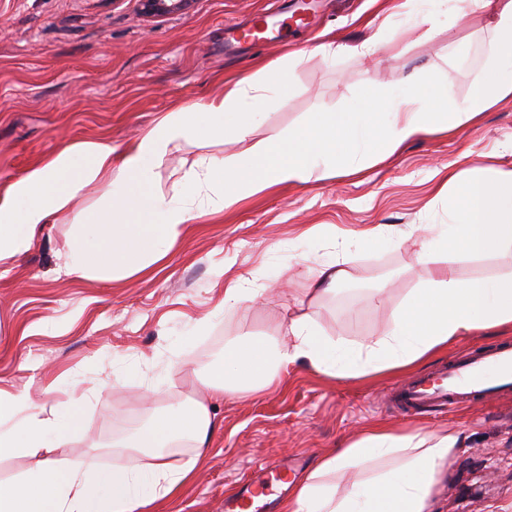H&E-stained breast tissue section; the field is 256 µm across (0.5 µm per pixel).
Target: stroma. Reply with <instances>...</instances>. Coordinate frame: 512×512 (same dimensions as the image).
Wrapping results in <instances>:
<instances>
[{"label":"stroma","instance_id":"obj_1","mask_svg":"<svg viewBox=\"0 0 512 512\" xmlns=\"http://www.w3.org/2000/svg\"><path fill=\"white\" fill-rule=\"evenodd\" d=\"M312 3L304 11L300 0H193L185 12L149 17L139 0H0V190L65 146L107 138L124 147L158 117L273 68L289 67L287 96L263 106L249 140L184 146L159 168L157 191L180 190L197 157L242 154L322 106L356 110L366 92L410 91L424 71L459 102L485 75L492 7L463 16L439 0L440 24L427 35L404 0ZM329 40L347 52L323 58L318 47ZM366 41L378 46L373 56L351 54ZM487 166L512 171V99L359 174L276 186L190 221L165 261L127 281L60 275L73 226L46 225L0 275V390L37 408L82 404V428L62 456L138 463L108 441L145 418L141 396L156 378L166 379L160 407L191 395L241 331L277 334L297 301L311 300L317 263L335 260L348 273L336 294L313 300L322 330L352 345L377 339L426 277L414 260L422 241L414 225L447 223L449 174ZM373 227L378 243L363 244L360 233ZM241 275L263 296L222 312L227 283ZM405 379H333L299 361L259 395L225 396L212 406L210 453L184 494L145 512H222L225 494L256 468L299 458L304 479L322 453L371 427L460 431L463 447L440 473L430 512H500L512 502V394L408 417L389 404Z\"/></svg>","mask_w":512,"mask_h":512}]
</instances>
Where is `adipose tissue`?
<instances>
[{
    "label": "adipose tissue",
    "instance_id": "ef3b65f1",
    "mask_svg": "<svg viewBox=\"0 0 512 512\" xmlns=\"http://www.w3.org/2000/svg\"><path fill=\"white\" fill-rule=\"evenodd\" d=\"M283 87L277 69L244 77L224 96L165 114L123 148L103 139L65 148L0 194V269L10 270L44 225L68 216L74 230L64 275L109 282L139 276L169 255L187 222L276 185L308 182L317 160L329 163L324 177L353 174L405 142L475 120L512 98V0H499L487 75L462 102L449 103L428 74L411 93L391 96L386 113L321 108L304 126L257 143L243 157L197 158L177 194L152 192L155 170L168 154L185 143L248 139L252 107L280 97ZM115 183L120 189L105 207L82 208L91 186ZM449 183L462 191L452 220L432 226L430 241L416 254L428 276L395 309L380 338L357 346L336 341L305 312L289 320L281 340L243 332L210 364L206 398L150 409L144 422L113 437V447L138 449L145 463L111 471L90 457L77 463L55 458L79 429L80 410L70 405L34 411L25 396L0 391V458L22 454L35 460L0 482V512H140L177 497L188 485L197 459L211 446L212 399L260 393L300 360L332 378H356L408 368L472 331L512 330V273L463 279L448 264L452 254L512 256V172L466 170ZM183 446L193 449L194 458L174 464L169 451ZM460 446L452 430L370 432L322 456L283 512H428L435 478ZM384 457L391 465L371 472ZM343 471L367 478L340 496L333 481Z\"/></svg>",
    "mask_w": 512,
    "mask_h": 512
}]
</instances>
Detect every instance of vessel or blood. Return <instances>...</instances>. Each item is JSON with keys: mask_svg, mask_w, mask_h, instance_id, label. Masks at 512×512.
Wrapping results in <instances>:
<instances>
[{"mask_svg": "<svg viewBox=\"0 0 512 512\" xmlns=\"http://www.w3.org/2000/svg\"><path fill=\"white\" fill-rule=\"evenodd\" d=\"M512 390V346L458 355L443 364L434 377L404 382L392 393L393 405L405 415L428 409L457 408L474 399H493ZM291 460L281 461L274 471L260 468L245 479L234 496L225 498L224 512H262L268 507L273 485H286Z\"/></svg>", "mask_w": 512, "mask_h": 512, "instance_id": "vessel-or-blood-1", "label": "vessel or blood"}]
</instances>
